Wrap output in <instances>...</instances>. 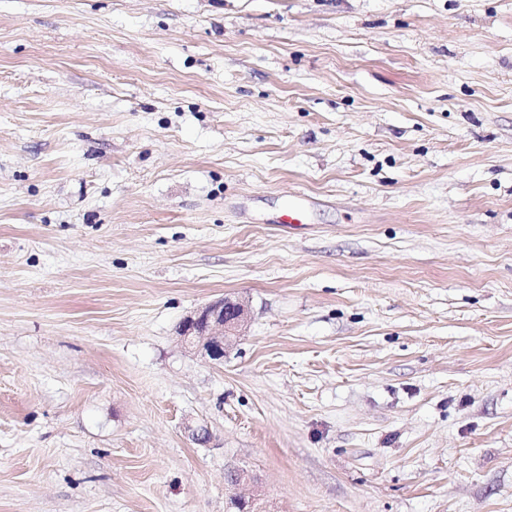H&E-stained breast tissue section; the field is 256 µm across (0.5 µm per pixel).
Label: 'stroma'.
<instances>
[{
	"label": "stroma",
	"instance_id": "1",
	"mask_svg": "<svg viewBox=\"0 0 512 512\" xmlns=\"http://www.w3.org/2000/svg\"><path fill=\"white\" fill-rule=\"evenodd\" d=\"M234 469L512 512V0H0V512H233ZM247 312L239 302L224 297L204 304L179 327L180 340L212 361H223L225 349L240 333Z\"/></svg>",
	"mask_w": 512,
	"mask_h": 512
}]
</instances>
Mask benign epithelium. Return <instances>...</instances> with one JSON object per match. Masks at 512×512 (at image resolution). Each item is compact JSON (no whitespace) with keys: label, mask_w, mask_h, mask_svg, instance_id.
<instances>
[{"label":"benign epithelium","mask_w":512,"mask_h":512,"mask_svg":"<svg viewBox=\"0 0 512 512\" xmlns=\"http://www.w3.org/2000/svg\"><path fill=\"white\" fill-rule=\"evenodd\" d=\"M247 312L239 302L220 298L187 316L179 327L180 340L212 361L224 360L225 349L239 336Z\"/></svg>","instance_id":"7a95c632"}]
</instances>
